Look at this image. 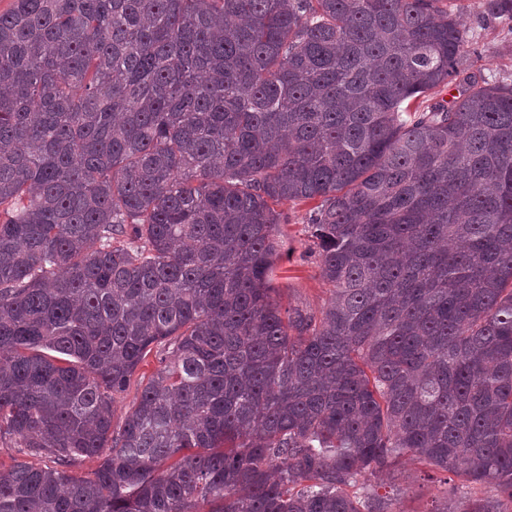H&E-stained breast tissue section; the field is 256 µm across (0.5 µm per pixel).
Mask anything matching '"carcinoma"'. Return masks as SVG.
I'll return each instance as SVG.
<instances>
[{"label": "carcinoma", "mask_w": 512, "mask_h": 512, "mask_svg": "<svg viewBox=\"0 0 512 512\" xmlns=\"http://www.w3.org/2000/svg\"><path fill=\"white\" fill-rule=\"evenodd\" d=\"M468 43L448 0L0 14V441L55 463L0 512H392L405 457L512 512V81ZM317 199L330 298L284 309ZM313 203L287 202L277 207L288 222L282 228L288 240L277 263V276L273 281L278 288L283 308L288 305H309L320 310L329 298V286L320 277L319 256L308 227L309 212ZM154 352L147 357L146 362L142 363L134 376L132 377L129 387L121 394L115 397L112 405V423L115 428L122 425L128 411H130L136 398L139 395L141 385L155 372L159 364L154 357Z\"/></svg>", "instance_id": "obj_1"}]
</instances>
